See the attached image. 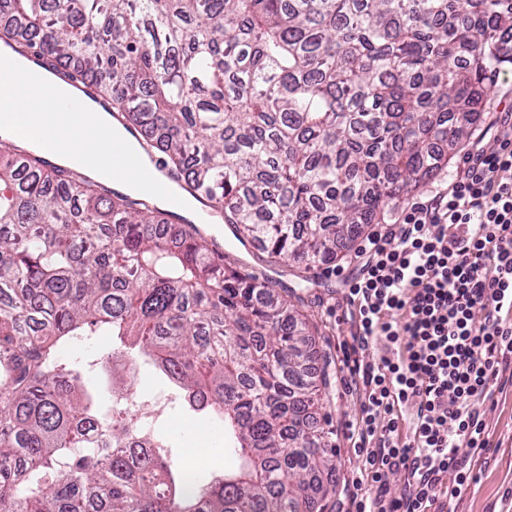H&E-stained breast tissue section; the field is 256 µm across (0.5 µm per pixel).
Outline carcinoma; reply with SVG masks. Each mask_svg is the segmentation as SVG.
Wrapping results in <instances>:
<instances>
[{
    "label": "carcinoma",
    "mask_w": 512,
    "mask_h": 512,
    "mask_svg": "<svg viewBox=\"0 0 512 512\" xmlns=\"http://www.w3.org/2000/svg\"><path fill=\"white\" fill-rule=\"evenodd\" d=\"M0 42L67 62L216 221L306 283L448 168L512 62V0H0ZM0 137V512H324L332 420L315 332L194 221ZM152 359L224 422L232 474L91 446L76 354ZM112 408L106 430L126 432Z\"/></svg>",
    "instance_id": "cac0c4a2"
}]
</instances>
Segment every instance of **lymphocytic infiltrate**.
<instances>
[{
    "label": "lymphocytic infiltrate",
    "instance_id": "1",
    "mask_svg": "<svg viewBox=\"0 0 512 512\" xmlns=\"http://www.w3.org/2000/svg\"><path fill=\"white\" fill-rule=\"evenodd\" d=\"M487 127L494 150L471 144L446 188L368 234L352 258L360 273L346 282L349 332L336 346L360 402L343 430L359 462L354 512H455L494 446L484 406L512 389V111ZM380 340L385 353L366 359Z\"/></svg>",
    "mask_w": 512,
    "mask_h": 512
}]
</instances>
